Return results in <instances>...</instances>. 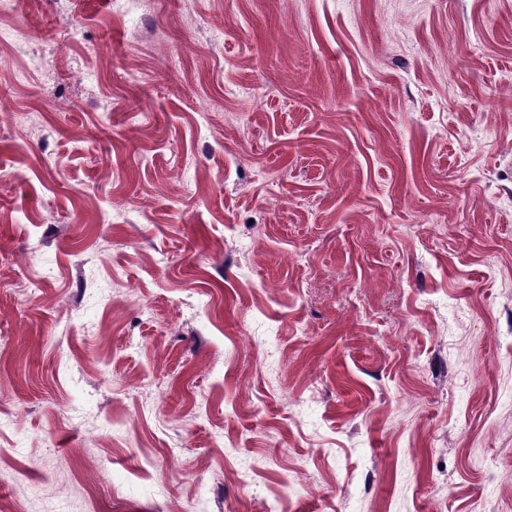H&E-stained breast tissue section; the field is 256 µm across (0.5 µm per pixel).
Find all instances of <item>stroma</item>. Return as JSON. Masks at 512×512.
I'll use <instances>...</instances> for the list:
<instances>
[{
    "label": "stroma",
    "instance_id": "stroma-1",
    "mask_svg": "<svg viewBox=\"0 0 512 512\" xmlns=\"http://www.w3.org/2000/svg\"><path fill=\"white\" fill-rule=\"evenodd\" d=\"M0 512H512V0H0Z\"/></svg>",
    "mask_w": 512,
    "mask_h": 512
}]
</instances>
